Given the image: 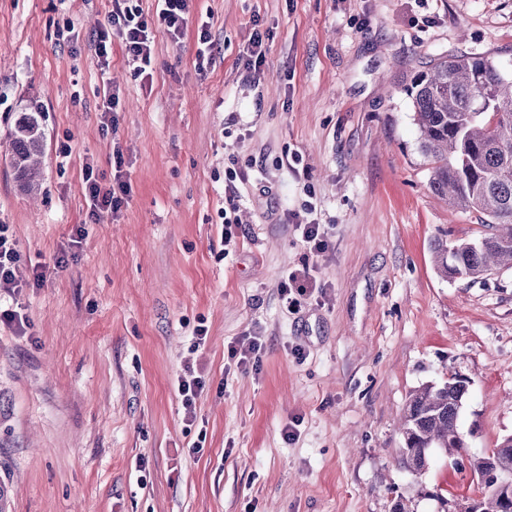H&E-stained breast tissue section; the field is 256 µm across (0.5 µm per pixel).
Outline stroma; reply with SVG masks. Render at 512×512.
Returning <instances> with one entry per match:
<instances>
[{"label":"stroma","instance_id":"obj_1","mask_svg":"<svg viewBox=\"0 0 512 512\" xmlns=\"http://www.w3.org/2000/svg\"><path fill=\"white\" fill-rule=\"evenodd\" d=\"M112 3L0 0V224L23 279L0 306L24 321L0 324V512H392L400 497L441 512L475 494L469 459L512 436V270H435L434 239L484 229L432 192L403 85L442 55L511 70L512 0H193L180 41L154 27L145 78L120 38L97 56ZM257 29L259 75L245 65ZM31 110L44 154L27 194L9 150ZM232 169L247 178L228 242ZM89 170L129 185L96 224ZM305 212L324 253L287 221ZM305 265L313 286L286 311L280 283ZM251 338L240 365L230 350ZM189 366L191 420L173 387ZM455 371L467 448L412 474L399 418ZM225 201H224V239L225 241H231L234 236L233 228L239 227L238 212V196L233 191L231 185H225L224 188ZM228 193V194H227Z\"/></svg>","mask_w":512,"mask_h":512}]
</instances>
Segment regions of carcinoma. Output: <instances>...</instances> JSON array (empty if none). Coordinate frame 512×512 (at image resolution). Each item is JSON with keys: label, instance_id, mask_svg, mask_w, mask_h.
Here are the masks:
<instances>
[{"label": "carcinoma", "instance_id": "carcinoma-1", "mask_svg": "<svg viewBox=\"0 0 512 512\" xmlns=\"http://www.w3.org/2000/svg\"><path fill=\"white\" fill-rule=\"evenodd\" d=\"M405 92L419 131L417 149L431 165V189L486 228L470 241L436 240V268L472 281L512 269V73L489 58L448 57L416 72ZM42 148V113H19L10 166L27 191L38 186ZM468 388L469 379L454 372L410 395L400 427L401 467L422 473L436 448L461 455L457 421ZM494 463L512 472V445L469 461L477 479ZM479 512H512V497L486 493Z\"/></svg>", "mask_w": 512, "mask_h": 512}]
</instances>
